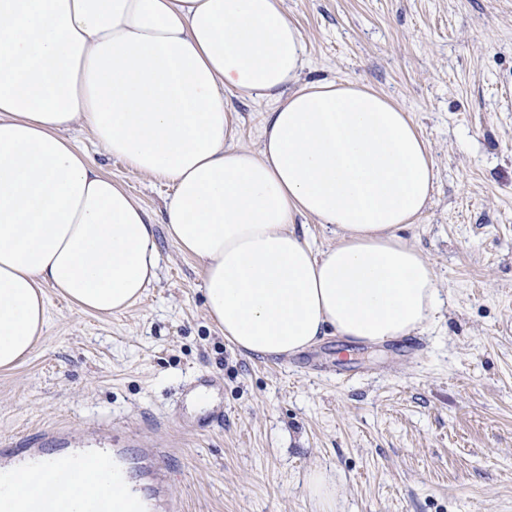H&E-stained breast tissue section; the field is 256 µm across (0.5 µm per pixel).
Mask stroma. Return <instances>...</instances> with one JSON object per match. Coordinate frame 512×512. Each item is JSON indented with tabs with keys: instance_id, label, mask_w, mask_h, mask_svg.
<instances>
[{
	"instance_id": "obj_1",
	"label": "stroma",
	"mask_w": 512,
	"mask_h": 512,
	"mask_svg": "<svg viewBox=\"0 0 512 512\" xmlns=\"http://www.w3.org/2000/svg\"><path fill=\"white\" fill-rule=\"evenodd\" d=\"M306 81L350 80L409 113L435 192L401 235L448 302L429 328L369 346L324 337L304 354L239 353L208 318L195 260L162 222L170 186L70 136L155 222L158 280L131 309L81 311L48 291L36 350L0 371V446L39 427L74 445L172 448V512H317L305 477L336 481V512H512V0H285ZM208 375L218 394L183 407ZM223 405L224 420L198 423Z\"/></svg>"
}]
</instances>
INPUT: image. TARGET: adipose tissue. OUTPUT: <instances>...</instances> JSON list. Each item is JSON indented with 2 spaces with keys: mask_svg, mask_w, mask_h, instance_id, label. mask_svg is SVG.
<instances>
[{
  "mask_svg": "<svg viewBox=\"0 0 512 512\" xmlns=\"http://www.w3.org/2000/svg\"><path fill=\"white\" fill-rule=\"evenodd\" d=\"M284 0H0V370L42 339L47 289L109 315L141 301L160 255L147 210L69 133L168 182L163 221L202 271L209 319L239 352L288 357L333 334L380 345L425 329L442 300L403 239L435 163L407 112L348 80L302 81ZM272 102L258 148L229 96ZM330 228L313 248L295 216ZM0 483V512H72L134 483Z\"/></svg>",
  "mask_w": 512,
  "mask_h": 512,
  "instance_id": "adipose-tissue-1",
  "label": "adipose tissue"
}]
</instances>
